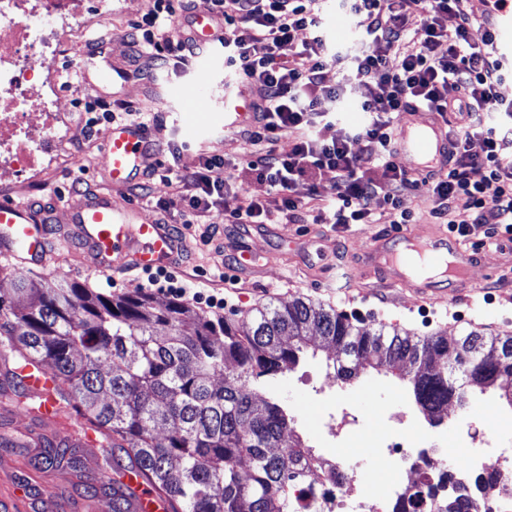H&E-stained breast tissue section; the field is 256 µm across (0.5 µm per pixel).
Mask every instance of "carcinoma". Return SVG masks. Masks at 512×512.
<instances>
[{"instance_id": "1", "label": "carcinoma", "mask_w": 512, "mask_h": 512, "mask_svg": "<svg viewBox=\"0 0 512 512\" xmlns=\"http://www.w3.org/2000/svg\"><path fill=\"white\" fill-rule=\"evenodd\" d=\"M312 347L343 354L336 379L391 374L429 425L474 390L512 409V336L466 331L424 338L361 328L297 298L248 321L192 312L176 299L112 297L79 282L12 277L0 293V360L42 362L59 400L100 429L117 460L157 484L171 512H290L313 448L261 379L298 366ZM444 512H466L451 480Z\"/></svg>"}]
</instances>
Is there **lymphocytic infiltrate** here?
<instances>
[{
  "label": "lymphocytic infiltrate",
  "mask_w": 512,
  "mask_h": 512,
  "mask_svg": "<svg viewBox=\"0 0 512 512\" xmlns=\"http://www.w3.org/2000/svg\"><path fill=\"white\" fill-rule=\"evenodd\" d=\"M210 2L218 24L216 44L256 89L243 134L265 149L247 156L244 164L268 184L273 202L242 201L218 154L203 158L189 174L158 163L132 184L135 196L148 197L156 180L185 192L183 224L202 223L219 207L228 224H270L281 217L290 224L311 220L343 227L371 223L381 199L388 224L398 231L413 221L404 197L427 186L434 198L431 213L446 220L449 235L466 242L473 226L480 225L484 244H512V127L502 119L512 112V102L498 93L508 71L491 32L472 40L477 19L468 0H338L361 34L356 49L329 41L320 20L321 0ZM194 9V0H157L154 12L136 26L135 54L190 63L197 51L193 40L165 37L164 30L174 20L189 27ZM416 26L425 32L423 41L412 36ZM348 58L354 61L352 78L368 94L360 104L363 121L338 137L331 135L333 123L321 107L339 100L341 91L325 86L323 71ZM416 106L446 118L451 134L445 169L426 176L399 166L393 138L402 115ZM286 133L294 142L281 153L275 145ZM474 139L482 144L481 154L470 151ZM365 156L381 170L382 180L363 169ZM328 169L335 171L336 183L316 212H309L293 187Z\"/></svg>",
  "instance_id": "lymphocytic-infiltrate-1"
}]
</instances>
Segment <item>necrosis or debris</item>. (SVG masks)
<instances>
[{"mask_svg": "<svg viewBox=\"0 0 512 512\" xmlns=\"http://www.w3.org/2000/svg\"><path fill=\"white\" fill-rule=\"evenodd\" d=\"M111 16L112 0H98L93 18L84 0H0V175L33 182L55 162L56 147L68 139L70 123L61 107L54 61L94 19ZM475 414L472 408L461 413L456 431L461 458L452 469L465 484L474 466L488 465L495 485L489 495L471 493L470 512H499L512 502V447L500 445L498 431L472 433ZM335 421L333 445L291 492L293 512H393V500L375 481L381 469L406 481V492L414 499L410 512H439L437 497L423 491L438 484L443 469L427 447L432 430L402 411L382 414L383 433L374 454L357 459L339 448L361 444L359 417L344 412Z\"/></svg>", "mask_w": 512, "mask_h": 512, "instance_id": "obj_1", "label": "necrosis or debris"}]
</instances>
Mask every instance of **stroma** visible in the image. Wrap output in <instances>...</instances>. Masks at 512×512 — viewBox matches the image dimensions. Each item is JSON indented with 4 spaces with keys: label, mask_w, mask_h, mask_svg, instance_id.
<instances>
[{
    "label": "stroma",
    "mask_w": 512,
    "mask_h": 512,
    "mask_svg": "<svg viewBox=\"0 0 512 512\" xmlns=\"http://www.w3.org/2000/svg\"><path fill=\"white\" fill-rule=\"evenodd\" d=\"M154 9L155 0H120L111 19L94 23L88 33L89 40L99 47L97 55L88 54L86 47L80 46L69 50L60 61L66 79L62 107L76 128L75 141L82 161L76 165L59 162L38 183L18 185L12 193L15 202L56 211L54 236H63L70 228L67 200L86 191L111 195L119 206H141V216L146 220L176 216L183 206L181 196L159 181L153 184L155 204L145 206L128 188L112 186L103 150L110 125L94 108L101 98L111 101L116 113L132 110L162 116V126L152 130L162 144L161 161L175 162L189 172L199 166L202 156L223 155L245 198H268L267 183L241 166L250 145L238 131L224 128V64L208 66L201 55L186 65L172 62L162 67L150 56H134L130 48L134 24ZM103 68L115 75L106 86L95 79ZM202 81L209 83L213 100L211 111L197 116L198 123L206 127L204 133L197 134L185 123V107L173 90L182 87L191 91ZM404 205L414 215L407 227L413 237L425 239L446 232V225L431 215L433 203L427 188L409 193ZM209 223L218 228L209 242L202 239L206 225L192 224L183 230L186 254L175 272L194 289L224 292V316L241 320L268 302H285L299 296L330 305L349 318L361 320L363 325L395 326L415 336L437 331L456 336L472 328L487 334L512 335V247L486 246L477 251V261L464 282L470 290L465 298L452 303L439 298L421 306L412 290L383 280L377 271L362 263L364 254L391 234L390 225L353 224L343 229L312 223L228 224L223 211L217 209L211 213ZM245 252L255 258L252 268L236 264ZM230 265L236 268L238 282L229 290L219 274ZM47 273L103 293L144 291L161 301L169 298L168 293L149 285L140 271L114 277L70 260L52 263ZM334 357L333 351L318 350L316 356L307 358L295 370L264 381L265 390L287 406L297 431L310 445H318L319 440L305 413L319 411L329 402L358 415L370 432L375 431L376 417L388 403L400 402L410 414H417L413 399L394 377L374 373L355 385L333 382ZM1 397L11 398L13 410L0 415V462L19 463L18 477L28 484L32 507H39L40 487L44 484L59 493L56 512H75L76 503L96 502L102 494L97 485L102 473L88 448L76 449L82 461L78 475H71L66 468L43 466L42 457L48 447L57 445V438L40 430L25 398L16 396L0 377Z\"/></svg>",
    "instance_id": "35a3bbf8"
}]
</instances>
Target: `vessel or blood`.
Returning <instances> with one entry per match:
<instances>
[{"label": "vessel or blood", "mask_w": 512, "mask_h": 512, "mask_svg": "<svg viewBox=\"0 0 512 512\" xmlns=\"http://www.w3.org/2000/svg\"><path fill=\"white\" fill-rule=\"evenodd\" d=\"M480 11L494 35L498 52L512 56V5L495 6L494 0H479ZM250 104L233 95L224 97V126L232 129L249 121ZM449 133L435 114L415 112L403 121L397 137L398 155L408 158L415 173L435 171L443 167L448 156ZM110 160L108 177L113 185L125 186L143 168L146 157L157 155L154 140L147 127L137 123L113 126L104 138ZM73 230L72 240L78 242L82 254L91 256L93 266L102 272H121L129 269L170 267L178 263L185 252L181 238L172 234L169 225L144 221L136 206H116L110 196L90 193L66 203ZM58 247L49 238L34 207L8 200L0 201V256L17 264L48 267L57 259ZM369 261L389 272L394 281H401L402 271L410 260L421 264L444 265L446 281L432 278L422 281L416 292L423 301L442 297L456 299L460 291L463 270L473 260L459 242L445 236L426 240L397 232L393 240L370 250ZM18 375L27 394L40 398L38 421L42 428L67 438L73 434L77 416L59 404L53 391L56 379L51 371L30 363L23 364ZM121 483L127 491L131 512H168L169 503L141 476L125 472ZM10 491L0 496L9 512H27L29 498L24 487L17 485L16 476L0 469V486Z\"/></svg>", "instance_id": "1"}]
</instances>
